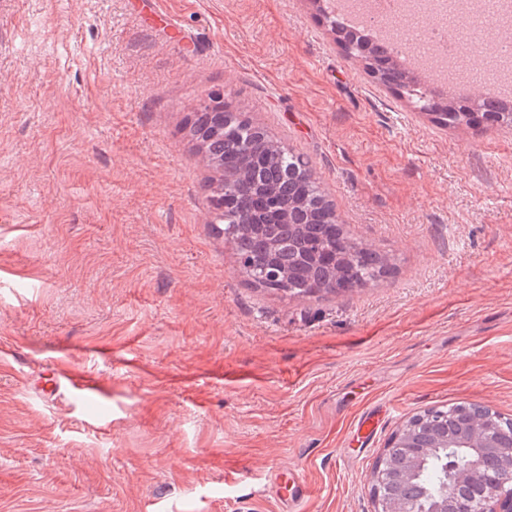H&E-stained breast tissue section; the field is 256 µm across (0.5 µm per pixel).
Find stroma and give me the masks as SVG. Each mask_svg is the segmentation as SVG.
Here are the masks:
<instances>
[{"instance_id":"obj_1","label":"stroma","mask_w":512,"mask_h":512,"mask_svg":"<svg viewBox=\"0 0 512 512\" xmlns=\"http://www.w3.org/2000/svg\"><path fill=\"white\" fill-rule=\"evenodd\" d=\"M0 0V512H375L414 414L512 418V130L442 128L310 0ZM211 92L306 155L388 278L245 284L188 119ZM71 369L90 397H40ZM384 414L357 458L343 450ZM470 408H471L470 404L456 403V404L448 405V407L427 410V411L423 412V414H421L420 416L426 417L428 415H431L433 420H435L439 423H443L444 421L447 420L448 425H449V424L453 423V421H457L460 418H462L467 413L468 409H470ZM420 416L419 417H417V416L411 417L409 420L406 421V423L404 424V427H407L412 424H416L420 420ZM274 485V498L282 505L297 506L309 493L305 481L291 468L279 470Z\"/></svg>"}]
</instances>
